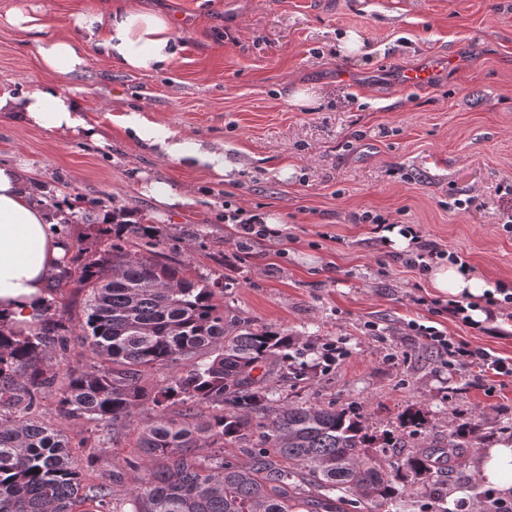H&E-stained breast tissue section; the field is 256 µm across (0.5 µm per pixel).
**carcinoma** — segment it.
<instances>
[{"label":"carcinoma","mask_w":512,"mask_h":512,"mask_svg":"<svg viewBox=\"0 0 512 512\" xmlns=\"http://www.w3.org/2000/svg\"><path fill=\"white\" fill-rule=\"evenodd\" d=\"M127 239L156 247L151 226L122 224L110 250L90 260L80 251L74 268L54 278L57 289L75 273L89 291L84 368L62 381L51 372L52 352L67 348V336L50 303L29 332L0 328V407H9L0 413V512H117L124 472L104 445L89 447L86 460L100 480L86 483L69 440L34 416L52 393L61 412L114 429L134 425L142 406L156 413L137 434V456L125 460L138 473L122 499L127 512H392L409 476L429 481L433 512H454L443 463L478 438L476 426L459 425L442 446L376 464L369 449L399 448L401 434H370L350 409L280 403L253 375L291 369L294 337L224 318L222 282L194 280L177 264L129 251ZM149 368L171 370L167 383L145 387ZM226 444L244 459L225 456Z\"/></svg>","instance_id":"cac0c4a2"}]
</instances>
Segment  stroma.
<instances>
[{
    "label": "stroma",
    "instance_id": "stroma-1",
    "mask_svg": "<svg viewBox=\"0 0 512 512\" xmlns=\"http://www.w3.org/2000/svg\"><path fill=\"white\" fill-rule=\"evenodd\" d=\"M111 0H0L41 7L47 35L77 37L74 16ZM169 17L182 46L157 73L126 70L97 52L68 86L105 145L61 138L0 115V163L30 167L44 206H79L62 231L70 253L107 249L93 231L104 216L149 218L160 260L188 276L224 283V313L294 336L295 376L268 380L275 398L360 412L370 432L399 429L421 410L427 425L406 436L408 451L445 441L457 423L479 432L512 426V378L457 369L422 348L415 326L512 362V332L495 321L471 328L433 312L428 274L396 260L372 225L373 211L418 225L457 252L479 277L512 284V0H136ZM356 35L360 46L344 42ZM433 67L430 86L405 88L408 67ZM45 77L30 34L0 23V87L18 93ZM312 92L309 105L297 91ZM191 141L221 151L234 177L169 159L132 138L130 109ZM196 189L192 209L153 220L139 173ZM474 198L469 210L454 199ZM279 220L275 235L240 244L224 206ZM69 345L55 351L58 375L83 367L87 295L76 282L54 291ZM340 342L331 366L324 345ZM38 416L69 439L73 453L106 434L60 414L45 396Z\"/></svg>",
    "mask_w": 512,
    "mask_h": 512
}]
</instances>
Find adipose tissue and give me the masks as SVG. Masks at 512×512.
<instances>
[{
  "label": "adipose tissue",
  "mask_w": 512,
  "mask_h": 512,
  "mask_svg": "<svg viewBox=\"0 0 512 512\" xmlns=\"http://www.w3.org/2000/svg\"><path fill=\"white\" fill-rule=\"evenodd\" d=\"M5 21L38 36L37 54L46 78L22 95L0 91V112L13 113L27 125L62 138L102 140L81 100L64 89L65 79L85 67L89 48H97L102 56L127 70L142 73L165 70L181 50L170 20L137 7L132 0H120L105 13L96 9L82 12L77 18L83 31L79 37L43 38L45 25L40 17L21 7L6 13ZM123 124L141 141L159 146L171 159H191L207 166L216 180L233 171L223 153L201 149L199 144L138 114L125 116ZM29 178L25 163L0 164V324L12 332L37 322L49 298V284L66 255L59 218L31 198ZM430 280L439 294L451 299L477 301L491 289L481 277L452 264L435 266ZM475 470L484 485L504 494L512 492V446L499 442L477 449Z\"/></svg>",
  "instance_id": "obj_1"
}]
</instances>
